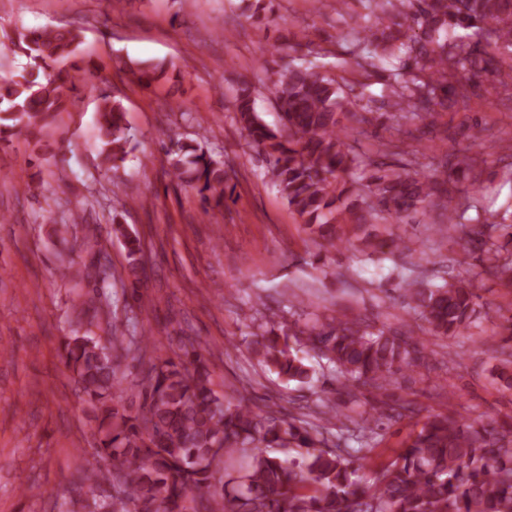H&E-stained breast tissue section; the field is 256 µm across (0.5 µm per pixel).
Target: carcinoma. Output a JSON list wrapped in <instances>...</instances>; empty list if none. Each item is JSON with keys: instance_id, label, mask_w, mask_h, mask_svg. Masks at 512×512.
Here are the masks:
<instances>
[{"instance_id": "cac0c4a2", "label": "carcinoma", "mask_w": 512, "mask_h": 512, "mask_svg": "<svg viewBox=\"0 0 512 512\" xmlns=\"http://www.w3.org/2000/svg\"><path fill=\"white\" fill-rule=\"evenodd\" d=\"M374 22L358 38L359 67L392 74L390 94L354 106V86H341L313 67H286L273 81L271 93L281 123L265 125L255 109L254 90L234 88L236 117L251 143L268 162L273 184L288 207L324 239L350 242L367 219L357 199H375L374 216L401 223L421 205L445 211L448 226L457 223L455 190L437 173H410L386 161L394 145L382 143L370 160L373 173L357 188L346 179L362 160L346 142L349 123H368L374 109L408 113L427 125L459 98H468L471 76L489 73L512 77V63L497 53L512 51V0H366ZM27 60L17 79L0 82V141L22 131L32 135L51 126L76 85L60 64L75 58L80 30L56 27L17 30L11 37ZM143 86L164 75V69L132 72ZM96 128L102 143V164L125 161L130 142L125 110L107 94L99 97ZM170 182L197 189L203 202L224 205L228 183L225 162L186 144L168 152ZM456 167L481 184L483 159L464 150ZM127 252L126 276L141 282L143 245L123 224L112 225ZM470 250L485 256L484 271L512 285V250L481 229L468 233ZM62 277L85 279L64 252L57 254ZM440 282H404L407 306L420 312L437 336H455L476 312L478 294L457 280L448 265ZM77 328L62 344L61 358L77 389L86 397L95 422L93 454L106 468L82 470L88 512H512V426L498 429L456 418L430 416L411 432L402 450L363 482L354 455L378 444L383 425L366 413L357 440L345 446L332 432L336 405L317 397L319 423L281 411L254 409L242 393L224 402L213 389V370L201 354L186 363L158 354L155 341L143 336L128 341L112 320V296L99 303L74 304ZM105 336H100L97 331ZM251 353L258 364L288 382L308 384L304 356L313 354L344 378L347 392L360 384L369 393L387 389L404 367H417L425 356L408 335L372 328L346 315L320 324L296 319L253 333ZM147 360L137 393L124 403L121 366L132 351ZM388 415L412 416L409 401H379ZM240 453L245 467L220 489L213 480L228 458Z\"/></svg>"}]
</instances>
